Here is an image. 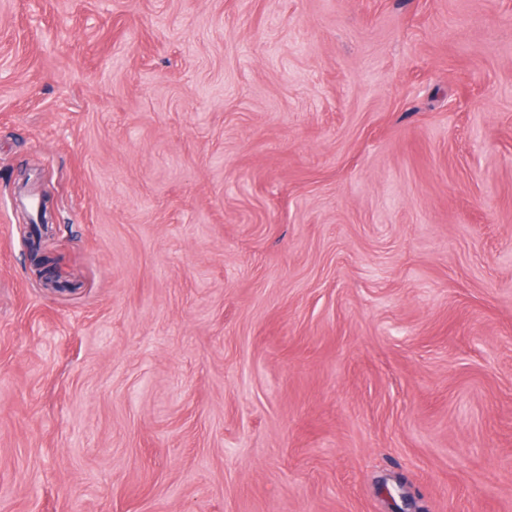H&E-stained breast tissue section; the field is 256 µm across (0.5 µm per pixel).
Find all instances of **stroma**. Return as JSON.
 <instances>
[{"mask_svg": "<svg viewBox=\"0 0 512 512\" xmlns=\"http://www.w3.org/2000/svg\"><path fill=\"white\" fill-rule=\"evenodd\" d=\"M0 512H512V0H0Z\"/></svg>", "mask_w": 512, "mask_h": 512, "instance_id": "obj_1", "label": "stroma"}]
</instances>
